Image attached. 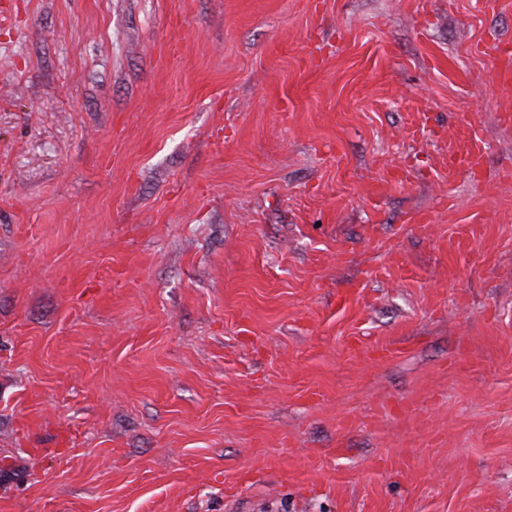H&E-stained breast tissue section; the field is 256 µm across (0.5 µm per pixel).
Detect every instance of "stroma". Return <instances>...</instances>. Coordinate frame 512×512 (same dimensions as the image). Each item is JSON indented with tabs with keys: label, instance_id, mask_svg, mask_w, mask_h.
Masks as SVG:
<instances>
[{
	"label": "stroma",
	"instance_id": "stroma-1",
	"mask_svg": "<svg viewBox=\"0 0 512 512\" xmlns=\"http://www.w3.org/2000/svg\"><path fill=\"white\" fill-rule=\"evenodd\" d=\"M500 40L512 0H0V512H512Z\"/></svg>",
	"mask_w": 512,
	"mask_h": 512
}]
</instances>
